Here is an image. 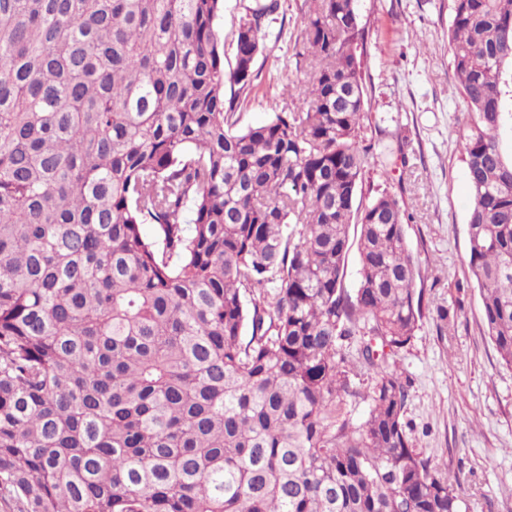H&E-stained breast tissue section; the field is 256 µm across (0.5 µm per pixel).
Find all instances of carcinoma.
Listing matches in <instances>:
<instances>
[{
  "mask_svg": "<svg viewBox=\"0 0 512 512\" xmlns=\"http://www.w3.org/2000/svg\"><path fill=\"white\" fill-rule=\"evenodd\" d=\"M0 0V501L16 512H462L410 448L424 277L410 216L363 202L366 26L310 0L307 111L240 125L256 0ZM469 112V282L512 371V0H450ZM192 224L186 229V224ZM159 227V238L141 232ZM357 244L358 287L344 288ZM377 370L360 421L345 341ZM255 0H223V7L215 20V28L224 42V67L234 63L235 33L239 23L246 15L248 6Z\"/></svg>",
  "mask_w": 512,
  "mask_h": 512,
  "instance_id": "obj_1",
  "label": "carcinoma"
}]
</instances>
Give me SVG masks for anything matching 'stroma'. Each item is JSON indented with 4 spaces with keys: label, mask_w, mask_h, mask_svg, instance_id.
Wrapping results in <instances>:
<instances>
[{
    "label": "stroma",
    "mask_w": 512,
    "mask_h": 512,
    "mask_svg": "<svg viewBox=\"0 0 512 512\" xmlns=\"http://www.w3.org/2000/svg\"><path fill=\"white\" fill-rule=\"evenodd\" d=\"M254 0H223L215 28L224 62ZM305 0H278L265 22L255 89L242 125L306 111L286 85L305 80L296 56ZM368 29L362 56L367 112L360 138L375 148L363 187L387 192L411 216L407 242L425 281L424 317L389 364L410 382L404 421L410 445L460 484L468 512H512V371L489 342L477 288L468 286L470 196L463 142L467 106L448 46L449 0H360ZM452 308L440 321L437 308Z\"/></svg>",
    "instance_id": "obj_1"
}]
</instances>
